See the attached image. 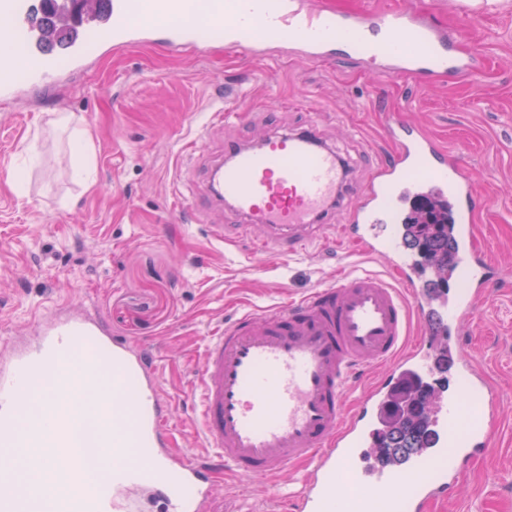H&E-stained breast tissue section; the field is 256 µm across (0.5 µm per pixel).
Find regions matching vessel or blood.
Segmentation results:
<instances>
[{"instance_id":"vessel-or-blood-1","label":"vessel or blood","mask_w":512,"mask_h":512,"mask_svg":"<svg viewBox=\"0 0 512 512\" xmlns=\"http://www.w3.org/2000/svg\"><path fill=\"white\" fill-rule=\"evenodd\" d=\"M108 0L101 17L76 26L62 52L48 50L40 0H0V99L79 72L92 44L122 50L149 44L177 51L205 38L227 50L260 54L290 48L314 63L337 50L375 72L424 86L482 72L483 57L459 49L462 33L401 8L345 11L318 0ZM395 145L357 187L345 232L394 277L352 273L301 298L242 313L210 336L190 401L207 454L172 455L171 404L146 348L111 336L84 311L39 319L33 335L0 347V456L21 443L61 461L56 490L76 497L77 512H141L149 493L165 512H214L216 479L275 477L303 466L281 492L290 512H425L450 497L468 464L490 450L500 408L486 396L484 375L455 363L448 386L432 401L433 438L425 451L398 462L376 457L381 416L396 392L432 381L433 348L456 350L462 322L490 295L504 271L475 247L477 185L464 164L393 112L386 127ZM349 165L324 145L315 126L249 144L228 141L224 160L206 171L211 196L251 223L254 250L287 256L305 248L335 213ZM447 202L454 244L450 276L460 286L431 298L416 294L422 273L403 247L399 207L407 197ZM428 329L409 345L412 320ZM376 378L365 390L357 382ZM55 384L45 426L21 432L30 395ZM102 397L98 445L112 465L83 470L74 439L76 408ZM37 498L0 487V512H39Z\"/></svg>"}]
</instances>
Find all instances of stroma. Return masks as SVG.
Instances as JSON below:
<instances>
[{
	"label": "stroma",
	"mask_w": 512,
	"mask_h": 512,
	"mask_svg": "<svg viewBox=\"0 0 512 512\" xmlns=\"http://www.w3.org/2000/svg\"><path fill=\"white\" fill-rule=\"evenodd\" d=\"M455 24L473 14L468 47L481 74L419 87L338 58L312 63L276 52L245 59L208 41L189 52L134 46L92 49L82 75L0 101V170L25 167L21 184L0 180V341L28 337L58 308L95 309L113 336L154 356L172 406L175 449L201 452L186 393L204 339L240 313L300 297L384 261L339 240L357 202L347 195L334 221L302 253H252L251 227L222 207L210 223L185 211L182 192L207 193L206 169L224 141L315 124L321 141L350 163L352 184L394 152L385 136L393 110L459 155L481 194L476 229L510 277L498 281L465 322L458 357L482 369L502 414L490 452L472 463L455 499L430 512H512V0H376ZM246 109L239 122L208 128L215 99ZM74 115L94 144L93 183L73 172ZM232 238L218 244L212 223ZM289 475L218 478L217 512H279L275 485Z\"/></svg>",
	"instance_id": "obj_1"
}]
</instances>
